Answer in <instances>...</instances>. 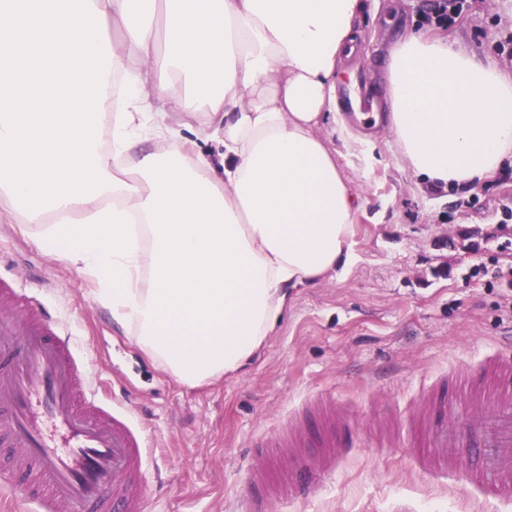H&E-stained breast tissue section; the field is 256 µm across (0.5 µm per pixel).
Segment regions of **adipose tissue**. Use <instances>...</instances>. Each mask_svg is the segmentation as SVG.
<instances>
[{
	"mask_svg": "<svg viewBox=\"0 0 512 512\" xmlns=\"http://www.w3.org/2000/svg\"><path fill=\"white\" fill-rule=\"evenodd\" d=\"M363 0H0V193L189 387L238 372L288 291L350 266L362 198L320 136ZM116 28L119 40L108 30ZM386 116L418 185L512 157V73L395 43ZM109 143H102L104 123Z\"/></svg>",
	"mask_w": 512,
	"mask_h": 512,
	"instance_id": "1",
	"label": "adipose tissue"
}]
</instances>
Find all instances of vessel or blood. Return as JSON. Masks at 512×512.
Instances as JSON below:
<instances>
[{"instance_id":"vessel-or-blood-1","label":"vessel or blood","mask_w":512,"mask_h":512,"mask_svg":"<svg viewBox=\"0 0 512 512\" xmlns=\"http://www.w3.org/2000/svg\"><path fill=\"white\" fill-rule=\"evenodd\" d=\"M92 363L81 357L69 329L33 297L0 278V447L12 456V471L0 472V500L33 512H143L149 487L143 477L146 437L129 407L102 401ZM459 390L477 410L465 431L440 421L424 470L457 472L490 501L512 495V354H494L480 378L464 373ZM325 429L316 463H309L303 432L278 445L295 455L278 481L265 463H254L251 484L263 501L309 497L318 474L333 470L343 453L336 439L340 417L320 401Z\"/></svg>"}]
</instances>
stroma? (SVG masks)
<instances>
[{"mask_svg": "<svg viewBox=\"0 0 512 512\" xmlns=\"http://www.w3.org/2000/svg\"><path fill=\"white\" fill-rule=\"evenodd\" d=\"M436 0H365L359 52L340 86L385 96L393 44L413 32L457 42L498 60L512 34V0H478L451 27L426 24ZM353 189L356 262L343 275L290 291L280 328L239 374L190 388L161 370L94 297V282L68 260L45 255L40 226L12 214L0 196V274L16 280L52 317L64 318L78 352L99 370L103 395L129 390L150 452L145 512H234L248 485L251 443L289 421L312 431L311 398L330 393L350 422L348 453L305 504L270 502L268 512H512L461 476L423 474L411 419L424 393L464 414L449 378L476 369L512 344L501 288L489 278L512 269V166L471 191L422 192L386 125L370 128L371 153L351 155L332 127L320 130ZM485 273L473 276L474 267Z\"/></svg>", "mask_w": 512, "mask_h": 512, "instance_id": "stroma-1", "label": "stroma"}]
</instances>
